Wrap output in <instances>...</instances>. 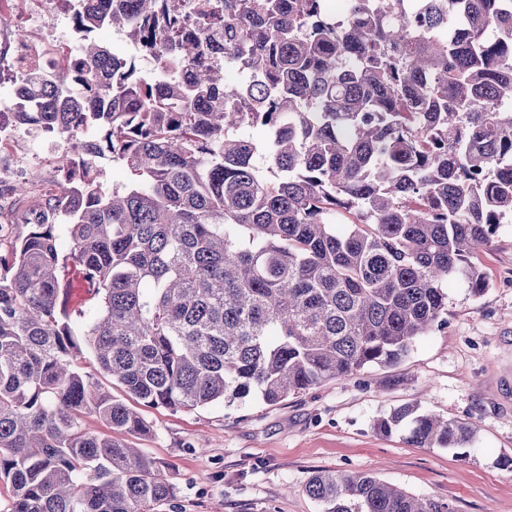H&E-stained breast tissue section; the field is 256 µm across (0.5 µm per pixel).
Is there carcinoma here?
Here are the masks:
<instances>
[{
	"mask_svg": "<svg viewBox=\"0 0 512 512\" xmlns=\"http://www.w3.org/2000/svg\"><path fill=\"white\" fill-rule=\"evenodd\" d=\"M88 0L79 67L27 89L16 124L61 142L69 174L0 252V512H157L165 466L129 442L136 408L78 366L93 351L138 404L171 412L257 396L273 405L371 364L393 366L443 321V285L512 217V0ZM126 30L156 84L87 34ZM247 57L252 80L224 81ZM90 126L104 138L88 142ZM271 138L266 173L258 146ZM131 180L112 189L94 158ZM72 248L60 259L57 219ZM94 287L70 310L60 269ZM91 415L101 429L89 428ZM417 448L469 453L474 427L410 404L374 423ZM322 512H455L372 474L319 471Z\"/></svg>",
	"mask_w": 512,
	"mask_h": 512,
	"instance_id": "carcinoma-1",
	"label": "carcinoma"
}]
</instances>
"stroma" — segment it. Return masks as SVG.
Returning <instances> with one entry per match:
<instances>
[{
	"mask_svg": "<svg viewBox=\"0 0 512 512\" xmlns=\"http://www.w3.org/2000/svg\"><path fill=\"white\" fill-rule=\"evenodd\" d=\"M7 152L31 188L0 198V225L16 235L63 174L39 138L15 137ZM474 262L484 293L473 295L462 275L449 277L442 324L397 365H371L276 405L143 408L152 432L134 445L165 465L174 487L160 512H321L305 491L319 470L369 473L446 498L455 512H512V220ZM405 403L472 423L469 456L413 447L402 431L378 433L375 420Z\"/></svg>",
	"mask_w": 512,
	"mask_h": 512,
	"instance_id": "35a3bbf8",
	"label": "stroma"
}]
</instances>
